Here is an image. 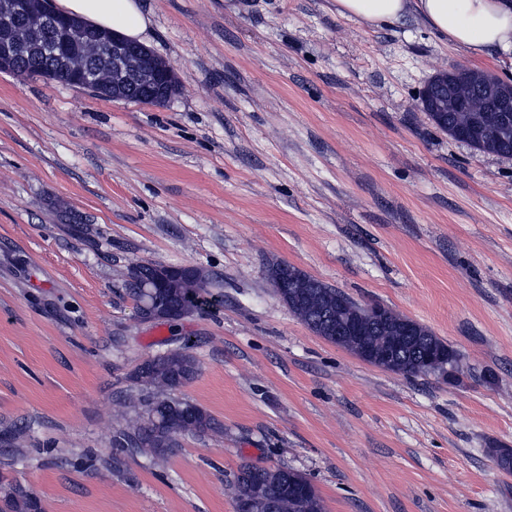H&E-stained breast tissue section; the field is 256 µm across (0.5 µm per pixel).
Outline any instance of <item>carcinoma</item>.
Here are the masks:
<instances>
[{
	"instance_id": "obj_1",
	"label": "carcinoma",
	"mask_w": 512,
	"mask_h": 512,
	"mask_svg": "<svg viewBox=\"0 0 512 512\" xmlns=\"http://www.w3.org/2000/svg\"><path fill=\"white\" fill-rule=\"evenodd\" d=\"M72 21L54 18V24L37 35L26 46L23 57L15 63L18 76L27 79L43 78L65 85L76 82V75L64 67L63 59L44 54L46 41L63 42L72 53H83L99 68L112 66V36L93 26H86L82 37H71ZM191 279L174 283L173 291L196 310L209 304L205 298L208 276L202 269ZM288 308L317 335L331 340L344 320L347 308L358 303L343 291L333 288L304 273L301 287L288 289ZM424 343L411 344L401 340L396 331L385 332L378 328L361 330L365 342L377 351L392 349V372L418 376L441 370L426 361V356L450 357L448 365L456 360L454 350L427 328H422ZM193 346L184 345L168 349L144 360L130 379L139 386L138 404L125 413V427L112 435V470L118 471L125 458L144 457L152 460L165 458L173 449L181 446L185 437L204 438L223 432L220 423L210 412L197 404L192 405V420L183 417L180 405L183 399L171 397V392L193 381L199 372V362L192 352ZM308 478L282 466H259L244 462L233 473L227 490L233 501L251 493L254 487H263L273 512H326L324 502L317 491L288 492V485L301 486ZM6 512H44L39 497L21 485H9L0 497Z\"/></svg>"
}]
</instances>
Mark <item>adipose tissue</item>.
Here are the masks:
<instances>
[{"label": "adipose tissue", "mask_w": 512, "mask_h": 512, "mask_svg": "<svg viewBox=\"0 0 512 512\" xmlns=\"http://www.w3.org/2000/svg\"><path fill=\"white\" fill-rule=\"evenodd\" d=\"M338 16L368 28L421 19L442 42L512 67V0H334ZM57 13L139 43L152 19L140 0H56Z\"/></svg>", "instance_id": "obj_1"}]
</instances>
